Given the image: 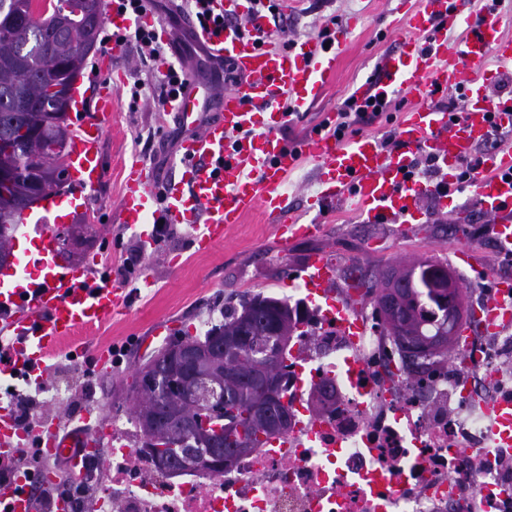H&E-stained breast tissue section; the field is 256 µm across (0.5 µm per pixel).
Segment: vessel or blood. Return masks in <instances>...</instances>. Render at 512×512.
Masks as SVG:
<instances>
[{
    "label": "vessel or blood",
    "instance_id": "obj_1",
    "mask_svg": "<svg viewBox=\"0 0 512 512\" xmlns=\"http://www.w3.org/2000/svg\"><path fill=\"white\" fill-rule=\"evenodd\" d=\"M214 12L227 25L211 26L198 33L209 51L224 58L239 85L226 90L216 119L203 121L212 104L211 89L192 86L169 104L186 130L179 145L180 168L157 192L140 166H132L121 201V220L146 252L155 249L154 225L186 224L192 230L198 253L210 252L227 239L243 217L262 211L281 246L315 235L318 224H301L288 210V179L303 160L317 163L323 187L318 207L345 198L355 200L371 223L385 221L408 233L427 223L421 208L425 197H437L440 208L448 199L438 196L435 183L413 173L415 158L434 159L447 185L454 173L480 144L488 142L493 125L512 124V98L496 102L486 96L485 75L492 62L512 65V37L504 35L502 22L493 14L464 21L455 0H422L408 11L394 50L380 60L379 77L354 92L358 104L371 99L403 96L410 99L395 138L397 150H385L377 137L359 136L338 142L331 132L335 114H326L325 130L295 145L279 132L295 114L308 110L334 77L346 30L337 31L332 44L322 47L297 37L283 48L258 43L254 36L238 33L230 18L247 12L243 0H212ZM466 26L458 45L448 43L449 29ZM439 93L458 91L466 108L456 120L429 105L423 86ZM98 116L81 122L69 148L68 173L80 189L95 188L102 177L103 120L112 112V85L98 81L94 88ZM484 175L472 186L482 211L494 218L491 233L498 250L512 255V150L491 151ZM56 237L43 228L28 239L13 264L0 270V307L9 311L5 321L11 333L15 371L32 376L43 372L49 359L61 355L89 356L93 371L112 370V350L87 351L81 331L103 325L128 309L125 289L96 280L84 266L63 265L57 260ZM303 283L310 298L332 301L337 280L330 254L313 255L304 267ZM492 282L497 296L483 305L476 322L460 330L457 349L467 350L474 329L485 334L512 322V278L479 270L472 287ZM45 457L66 460L62 470H49L44 483L57 484L77 477L78 448H92L91 432L60 433L53 420L44 418L37 430ZM21 432L5 406L0 405V455L12 453ZM8 512H44L46 505L11 480L0 487V504Z\"/></svg>",
    "mask_w": 512,
    "mask_h": 512
}]
</instances>
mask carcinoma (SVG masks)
<instances>
[{"label":"carcinoma","instance_id":"carcinoma-1","mask_svg":"<svg viewBox=\"0 0 512 512\" xmlns=\"http://www.w3.org/2000/svg\"><path fill=\"white\" fill-rule=\"evenodd\" d=\"M104 22L101 0H0V166L16 170L14 177L0 182V268L12 256V240L20 215L33 205L57 195L63 185L58 170L73 131L65 117L72 98L54 95L58 69L83 73L89 55L100 51L99 33ZM444 264L424 259L391 268L370 282L375 314L394 341L425 358L443 363L448 356L437 353L439 345H451L461 323L463 289L453 292L429 282L423 270ZM304 323L298 304L262 293L244 295L224 311V322L211 327L204 337L187 336L193 344L206 345L214 332L240 338L239 344L222 353L224 367L233 375L224 379L207 377L196 385L197 402L224 401V422L234 427L241 449L228 454L230 467L242 455L281 435V415L288 413L281 402L275 413L258 425L250 404L261 395L256 374L264 372L272 390L288 394V381L278 348L272 359L259 364L256 358L287 328L295 335ZM165 392L146 396L142 408L130 409L140 443L149 460L152 449L166 455H187L199 450L196 441L181 435L169 415L187 410ZM162 416L157 433H146L145 413Z\"/></svg>","mask_w":512,"mask_h":512}]
</instances>
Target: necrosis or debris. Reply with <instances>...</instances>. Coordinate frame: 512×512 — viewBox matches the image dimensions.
Instances as JSON below:
<instances>
[{
    "mask_svg": "<svg viewBox=\"0 0 512 512\" xmlns=\"http://www.w3.org/2000/svg\"><path fill=\"white\" fill-rule=\"evenodd\" d=\"M288 349L291 425L223 476L153 466L113 418L112 512H512V332L425 374L374 317L350 337L324 311ZM503 410L488 417L485 404Z\"/></svg>",
    "mask_w": 512,
    "mask_h": 512,
    "instance_id": "1",
    "label": "necrosis or debris"
}]
</instances>
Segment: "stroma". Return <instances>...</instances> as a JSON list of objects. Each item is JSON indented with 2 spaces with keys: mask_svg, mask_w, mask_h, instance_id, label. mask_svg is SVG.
<instances>
[{
  "mask_svg": "<svg viewBox=\"0 0 512 512\" xmlns=\"http://www.w3.org/2000/svg\"><path fill=\"white\" fill-rule=\"evenodd\" d=\"M396 0H336L325 7L340 24L358 18L339 53L336 74L322 97L291 123L297 136L309 133L325 113L338 111L356 87L368 80L376 64L395 47L389 28L396 16ZM180 127L174 113H160L140 106L131 111L129 95H116L107 119L102 146V180L89 194L86 211L73 221L55 225L54 231L72 237L70 252L60 253L59 263H90L92 273L102 272L105 264L120 266L136 241L120 219V204L125 178L132 164H139L150 182H167L179 162L170 139ZM322 187L316 167L303 161L288 179V204L302 223L319 222V233L281 248L266 224L262 211L245 217L224 244L207 254L196 253L187 226H174L172 238L160 243L153 260L144 261L139 274L125 288L130 298L128 314L84 331L89 346L125 348L122 364L111 373H89L84 360L72 361L60 378L69 387L68 396L59 401L51 414L61 429L81 426L83 421L103 426L126 397L125 388L134 368L166 344L171 335H198L199 322L220 323L225 304L238 302L244 294L263 293L296 302L303 282L299 271L309 255L329 252L341 275L336 286L346 290L344 278L351 266L369 272L397 262L433 258L448 264L468 284L476 268L512 276V258H502L477 209L471 190L455 194L454 202L468 207L462 223L428 222L408 234L397 233L394 225L367 222L348 204L317 211L310 209V197ZM474 248L473 264L460 262L456 252L461 245ZM152 277V287H143L144 277ZM486 298L485 288H470L463 306L473 309ZM176 322L174 334H157L158 325Z\"/></svg>",
  "mask_w": 512,
  "mask_h": 512,
  "instance_id": "obj_1",
  "label": "stroma"
}]
</instances>
